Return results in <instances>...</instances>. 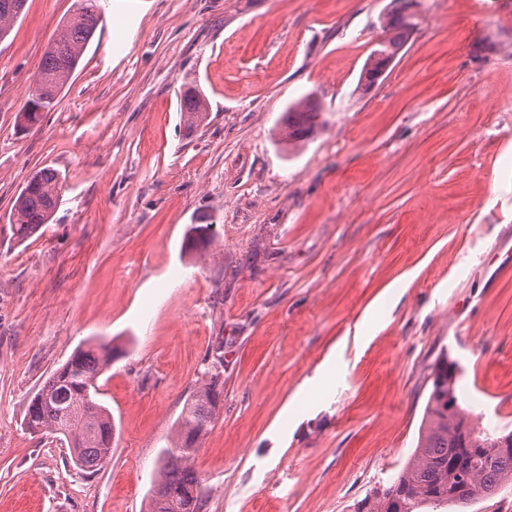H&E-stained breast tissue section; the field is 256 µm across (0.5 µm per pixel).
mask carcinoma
<instances>
[{"label": "carcinoma", "mask_w": 512, "mask_h": 512, "mask_svg": "<svg viewBox=\"0 0 512 512\" xmlns=\"http://www.w3.org/2000/svg\"><path fill=\"white\" fill-rule=\"evenodd\" d=\"M99 0H80L76 18L60 25L48 45L39 69L40 94L28 99L24 110L41 121L43 113L57 104V97L70 82L82 54L95 35L103 16ZM25 0H0V37L24 11ZM388 36L384 47L392 58L399 54L414 32L393 13L383 21ZM205 98L195 86L181 92L180 112L192 132L207 115ZM316 99L308 94L288 106L281 140L305 142L322 123ZM60 174L53 169L34 173L15 200L13 236L25 240L49 223L61 194ZM212 242V225L191 228L185 249L200 254ZM115 347L89 341L78 347L33 396L24 425L33 432H47L67 443L75 463L95 473L112 457L115 425L112 413L98 399V380L111 363ZM224 351L212 354L211 367L198 381L175 423V435L158 457L159 478L149 498L148 512H201L206 497L193 459L197 443L216 416L224 382ZM457 366L442 358L436 365L416 447L406 465L388 486L377 490L357 507V512H464L477 500L492 498L512 485V431L478 429L472 425L457 393Z\"/></svg>", "instance_id": "cac0c4a2"}]
</instances>
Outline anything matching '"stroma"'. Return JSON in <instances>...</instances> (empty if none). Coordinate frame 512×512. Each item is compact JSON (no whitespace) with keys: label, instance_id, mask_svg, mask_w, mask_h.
<instances>
[{"label":"stroma","instance_id":"1","mask_svg":"<svg viewBox=\"0 0 512 512\" xmlns=\"http://www.w3.org/2000/svg\"><path fill=\"white\" fill-rule=\"evenodd\" d=\"M78 5L27 0L0 40V512H146L219 346L202 512H355L415 448L445 356L472 421L512 431V0H414L366 92L392 0H109L55 109L20 131ZM189 83L208 113L191 133ZM309 93L325 125L285 147L275 125ZM45 167L59 204L17 241L15 199ZM193 224L213 227L205 254L182 247ZM92 339L120 353L91 475L23 419ZM383 24L388 36L382 39L384 43L382 49L386 51L395 62L414 32V24L409 25L403 23L395 17L392 12L385 16Z\"/></svg>","mask_w":512,"mask_h":512}]
</instances>
